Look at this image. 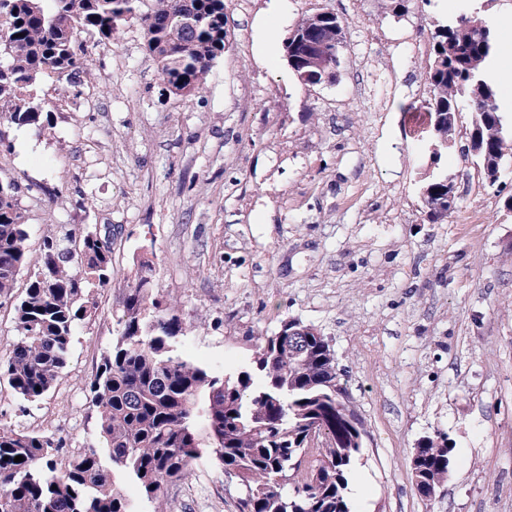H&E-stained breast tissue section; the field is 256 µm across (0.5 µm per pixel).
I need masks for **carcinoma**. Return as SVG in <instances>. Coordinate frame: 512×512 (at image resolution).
Returning a JSON list of instances; mask_svg holds the SVG:
<instances>
[{
  "label": "carcinoma",
  "instance_id": "obj_1",
  "mask_svg": "<svg viewBox=\"0 0 512 512\" xmlns=\"http://www.w3.org/2000/svg\"><path fill=\"white\" fill-rule=\"evenodd\" d=\"M467 18L433 21L424 108L439 116L440 144L461 112L471 114L463 154L475 157L488 178L509 149L512 121L500 110L499 86L486 76L498 39L465 24ZM133 20L145 31L165 91L183 98L199 93L226 48L224 0H0V145L9 126L50 123L39 81L57 74V96L68 97L76 72L90 62L81 34L110 43ZM295 30L324 53L343 42L342 21L322 12ZM447 194L448 175L440 173L425 191L431 221L448 215ZM27 266L20 187L0 180V297L12 295ZM114 275L112 235L87 226L62 238L45 235L41 265L15 307L20 340L0 358V377L20 398L39 399L58 382L75 328L94 314L92 289L110 286ZM120 305L117 337L90 382L100 444L60 466L50 437L1 424L0 512H136L123 481L159 504L167 486L187 479L205 455L240 486L238 512H352L349 478L366 429L350 407L326 337L284 321L281 328L296 329L294 335L254 337L250 366L219 377L178 351L185 324L175 304L155 295L148 272L124 289ZM315 417L327 429L312 447L307 429ZM452 453L453 445L437 436L425 440L426 483L441 486ZM18 455L23 461H14Z\"/></svg>",
  "mask_w": 512,
  "mask_h": 512
}]
</instances>
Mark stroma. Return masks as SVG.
I'll list each match as a JSON object with an SVG mask.
<instances>
[{"label":"stroma","instance_id":"35a3bbf8","mask_svg":"<svg viewBox=\"0 0 512 512\" xmlns=\"http://www.w3.org/2000/svg\"><path fill=\"white\" fill-rule=\"evenodd\" d=\"M228 42L194 100L166 96L142 27L84 43L92 72L46 129H8L0 178L26 209L29 266L76 224L111 226L115 276L95 289L55 387L23 403L0 378V423L54 436L62 456L96 442L88 383L118 331L121 288L149 261L187 326L178 348L217 375L252 338L296 320L329 339L367 434L349 485L354 512H512V153L496 183L464 157L471 116L433 156L421 102L434 19L465 9L512 18V0H224ZM344 23L331 82L303 84L283 44L303 17ZM446 171L458 199L427 217ZM454 446L430 500L410 460L425 438ZM240 488L204 457L167 490L166 512H237ZM447 194L448 204L452 206L457 198L456 186L448 182L447 174L440 173L428 183L425 191V204L428 208L427 214L431 221L435 222L443 219L451 213H448L447 205L446 208L444 207V199Z\"/></svg>","mask_w":512,"mask_h":512}]
</instances>
